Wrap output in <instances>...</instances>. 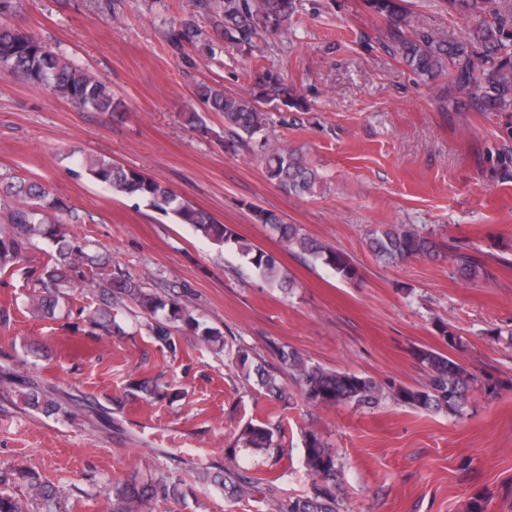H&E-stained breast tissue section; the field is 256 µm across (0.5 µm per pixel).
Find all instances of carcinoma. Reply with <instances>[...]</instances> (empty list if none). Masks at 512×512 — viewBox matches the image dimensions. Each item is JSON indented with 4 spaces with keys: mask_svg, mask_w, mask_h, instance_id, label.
<instances>
[{
    "mask_svg": "<svg viewBox=\"0 0 512 512\" xmlns=\"http://www.w3.org/2000/svg\"><path fill=\"white\" fill-rule=\"evenodd\" d=\"M448 8L472 23L467 36L449 41L431 33L414 34L409 30L404 0H366L368 9L386 23L383 47L397 55L425 81L447 80L463 95L475 112H512V14L500 0H444ZM198 7L209 13L213 27L234 45L255 59L263 58L261 43L269 36L285 35L296 12V0H199ZM203 35L194 24L186 23L170 33V43L178 48ZM0 76L13 77L37 85L53 96L80 109L112 114L123 110L121 99L95 74L68 61L48 48L39 38L18 27L0 23ZM196 97L210 112L224 117V129L243 144L265 130L267 112L263 107L281 101L301 110V102L279 74L261 69L254 90L242 95L227 92L220 86L200 83ZM266 178L284 192L297 196L312 195L320 183L318 172L305 166L288 146L263 140ZM79 166L93 180L113 193L136 198L179 224H187L200 236L218 245L233 244L248 260L258 276L269 286L288 291L291 286L277 259L249 243L231 227L219 222L209 212L179 198L158 179L104 158L85 157ZM0 197L7 201L0 212V275L34 277L29 305L41 317L51 318L66 297L64 289L74 283L97 293L98 305L90 318L94 330L104 335L121 330L112 315V306L128 300L141 313L163 320L152 327L157 341L171 344L169 325L182 324L204 344L222 342L220 329L206 326L192 310L172 297L145 291L139 279L112 275L110 260L104 254L80 244L77 238L62 231L72 212L46 189L24 180L1 181ZM254 219L268 225L290 249H297L313 261L330 266L343 278L353 276L347 259L332 248L300 232L295 224H286L275 212L257 208ZM49 245L48 260L39 270H28V252L35 242ZM370 251L385 264H397L416 256H436L441 245L406 225L382 226L369 238ZM448 259L460 274L469 279L487 275L482 260L469 249L455 246ZM279 367L269 370L255 361L244 349L237 350L235 363L245 378L256 376L257 385L274 398L283 397L282 378L291 376L300 384L307 401L332 407L342 403L358 406L376 404L382 388L375 380L346 371H333L309 364L298 352L283 345L278 348ZM424 367L425 382L419 387L392 386L399 402L419 409H447L458 413L477 377L458 360L435 350L416 351ZM24 404L46 416L65 413L62 404L39 385H28ZM281 426L248 423L236 440L239 448H265L277 453L281 444L274 441ZM305 463L308 471L320 480L311 495L282 498L272 486L264 487L259 479L246 472L225 469L202 479L227 491L233 500L260 493L267 499L271 512H340L336 495V458L314 433L305 440ZM184 481L168 480L112 484V512H155L160 501L183 497ZM21 486L35 503L36 512H61L54 484L24 469H0V512H26L13 492Z\"/></svg>",
    "mask_w": 512,
    "mask_h": 512,
    "instance_id": "1",
    "label": "carcinoma"
}]
</instances>
